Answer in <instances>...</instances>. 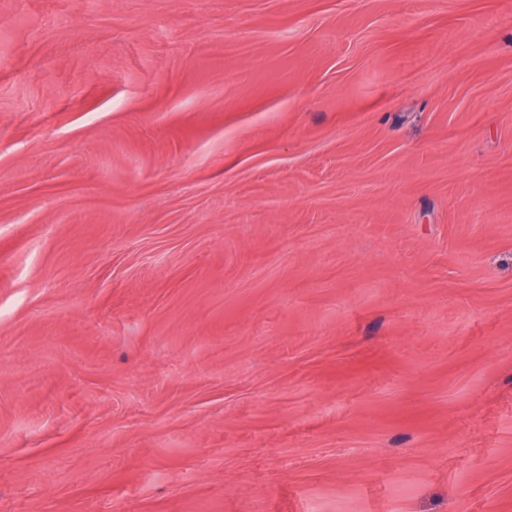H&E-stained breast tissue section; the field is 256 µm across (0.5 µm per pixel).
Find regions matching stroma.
<instances>
[{
    "label": "stroma",
    "mask_w": 512,
    "mask_h": 512,
    "mask_svg": "<svg viewBox=\"0 0 512 512\" xmlns=\"http://www.w3.org/2000/svg\"><path fill=\"white\" fill-rule=\"evenodd\" d=\"M0 512H512V0H0Z\"/></svg>",
    "instance_id": "obj_1"
}]
</instances>
